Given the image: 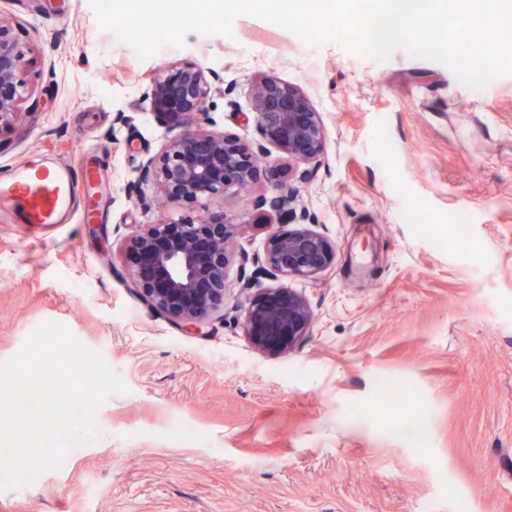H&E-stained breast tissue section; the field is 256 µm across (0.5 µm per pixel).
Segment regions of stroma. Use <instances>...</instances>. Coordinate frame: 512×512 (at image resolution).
I'll return each mask as SVG.
<instances>
[{"mask_svg":"<svg viewBox=\"0 0 512 512\" xmlns=\"http://www.w3.org/2000/svg\"><path fill=\"white\" fill-rule=\"evenodd\" d=\"M0 21L28 59L0 177L58 158L109 187L100 197L79 186L62 224L0 213V362L58 322L124 385L97 409L98 438L0 490V512H458L462 499L470 512H512V75L477 91L408 50L309 46L249 14L232 36L191 32L143 60L89 0H0ZM184 61L223 78L207 102L212 129L260 146L262 172L208 204L238 222L236 257L223 309L192 333L144 303L120 252L135 225L199 216L135 192L169 136L142 93ZM262 75L321 115L324 151L308 173L262 143L247 106ZM121 112L134 121L118 123ZM278 181L298 192L278 225L336 245L315 277L261 263L268 228L255 201ZM414 209L423 223L410 222ZM459 212L480 264L454 238ZM280 285L313 320L290 352L267 353L246 336L244 308ZM384 378L425 420V443L391 431Z\"/></svg>","mask_w":512,"mask_h":512,"instance_id":"1","label":"stroma"}]
</instances>
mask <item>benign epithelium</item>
<instances>
[{
	"label": "benign epithelium",
	"instance_id": "benign-epithelium-1",
	"mask_svg": "<svg viewBox=\"0 0 512 512\" xmlns=\"http://www.w3.org/2000/svg\"><path fill=\"white\" fill-rule=\"evenodd\" d=\"M26 65L24 52L0 21V134L15 129L24 99L19 75ZM217 91L206 71L189 61L158 74L144 90L152 114L175 131L141 167L143 181L155 195L205 208L210 200L232 189L242 191L256 179L254 146L210 130L206 102ZM248 103L268 144L299 166L319 161L324 150L321 117L300 89L258 77L248 88ZM275 189V195L259 198L257 206L280 211L297 200L296 189L283 183ZM236 229L234 220L211 215L198 223L142 224L127 234L123 251L129 275L147 305L187 332L199 328L224 306ZM335 258V244L312 229L270 227L265 263L273 274L313 277ZM311 322L304 298L285 286L259 289L244 310L246 333L262 349H291Z\"/></svg>",
	"mask_w": 512,
	"mask_h": 512
}]
</instances>
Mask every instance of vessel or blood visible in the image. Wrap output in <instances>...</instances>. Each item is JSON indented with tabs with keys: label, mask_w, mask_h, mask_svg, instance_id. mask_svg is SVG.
<instances>
[{
	"label": "vessel or blood",
	"mask_w": 512,
	"mask_h": 512,
	"mask_svg": "<svg viewBox=\"0 0 512 512\" xmlns=\"http://www.w3.org/2000/svg\"><path fill=\"white\" fill-rule=\"evenodd\" d=\"M79 182L95 193L105 191L96 172L88 167L62 162L43 171L19 168L0 179V208L24 224H59L69 216L71 189Z\"/></svg>",
	"instance_id": "obj_1"
}]
</instances>
